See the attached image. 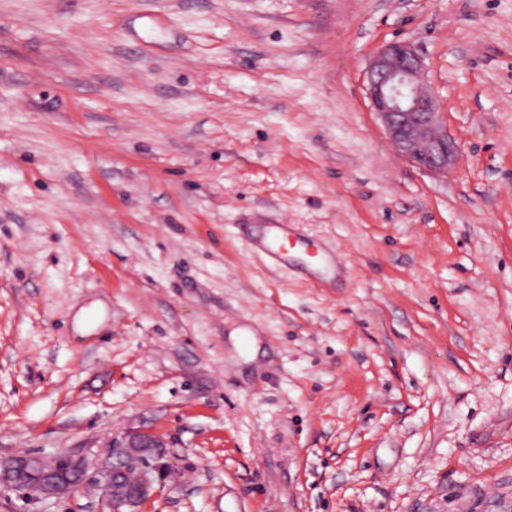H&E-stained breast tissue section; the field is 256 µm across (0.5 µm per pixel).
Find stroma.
<instances>
[{"mask_svg":"<svg viewBox=\"0 0 512 512\" xmlns=\"http://www.w3.org/2000/svg\"><path fill=\"white\" fill-rule=\"evenodd\" d=\"M397 40L448 177L370 110ZM130 428L144 512H512V0H0V457L94 481L0 512H104ZM365 83L371 110L396 151L433 174L448 175L459 163L460 147L448 132V113L414 44L378 46L368 61ZM266 238L256 242V248L264 253L273 266H280L288 262L289 241L288 226L284 224H269ZM169 447L166 438L154 431L129 430L112 436L103 447L112 448V464L99 471L110 511L142 512L156 486L161 489L176 479L177 470L165 449Z\"/></svg>","mask_w":512,"mask_h":512,"instance_id":"1","label":"stroma"}]
</instances>
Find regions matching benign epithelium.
<instances>
[{"label": "benign epithelium", "mask_w": 512, "mask_h": 512, "mask_svg": "<svg viewBox=\"0 0 512 512\" xmlns=\"http://www.w3.org/2000/svg\"><path fill=\"white\" fill-rule=\"evenodd\" d=\"M370 107L396 151L412 163L448 175L460 160V147L448 132V113L431 86L422 56L409 41L381 44L365 70ZM112 464L100 470L110 512H142V506L177 477L166 438L154 431L129 430L106 443ZM87 463L65 454L20 453L0 461V482L13 490L34 487L45 497L76 492Z\"/></svg>", "instance_id": "1"}]
</instances>
